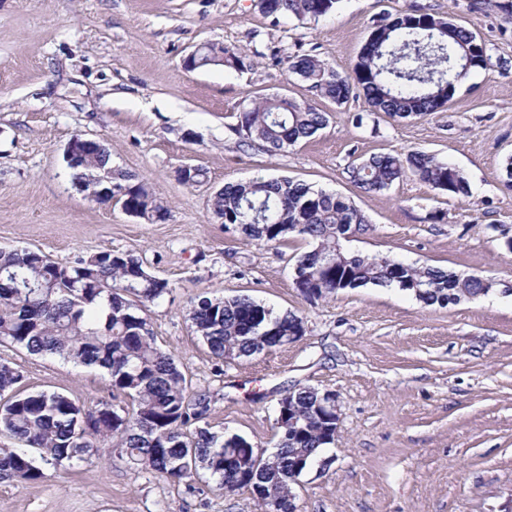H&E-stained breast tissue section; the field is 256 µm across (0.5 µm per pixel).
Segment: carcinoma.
I'll return each instance as SVG.
<instances>
[{
    "mask_svg": "<svg viewBox=\"0 0 512 512\" xmlns=\"http://www.w3.org/2000/svg\"><path fill=\"white\" fill-rule=\"evenodd\" d=\"M339 0H258L267 16L316 22ZM353 68L344 74L315 55L288 56L285 78L310 84L318 95L343 103L364 95L375 109L400 119L436 111L451 96L448 70L458 83L469 70L488 66L485 44L451 18L413 9L387 14L373 25ZM472 52L470 69L457 66L459 48ZM191 68L252 66L246 51L213 44L203 57L186 60ZM328 124L327 114L311 103L286 95L250 101L239 113L236 132L247 142L276 153L315 136ZM110 150L69 166L76 184L88 188L90 175L106 167ZM348 179L370 192L389 188L410 175L432 187L466 197L464 173L436 155L415 150L373 155L347 166ZM112 184L122 208L147 221L167 214L154 193L133 174L113 170ZM224 224L240 227L248 241L280 243L289 236L308 240L311 250L295 268L307 275L303 297L314 303L346 289L395 285L417 301L445 307L476 300L490 291L480 276H461L431 265L344 250L348 233L368 224L352 201L290 178L228 182L210 198ZM31 249H0V345L33 355H57L100 367L112 390L131 399L116 407L101 401L86 409L60 392L29 391L23 375L0 363V433L24 448H0V477L36 482L45 478L36 465L87 462L109 446L138 469L192 487L199 471L212 476L224 494L248 489L260 512H296L288 500L296 483L293 460L313 462L329 447L327 413L310 414L316 394L302 387L278 402L276 451L249 445L229 448L227 439L200 423L209 417L205 394L190 395L186 377L172 355L157 346L144 309L170 291L169 283L148 273L130 253L102 251L71 265L43 263ZM191 320L199 339L218 358L251 357L302 336L305 323L294 312L281 315L248 297L200 296ZM194 430H189V427ZM38 452L39 457L28 453Z\"/></svg>",
    "mask_w": 512,
    "mask_h": 512,
    "instance_id": "obj_1",
    "label": "carcinoma"
}]
</instances>
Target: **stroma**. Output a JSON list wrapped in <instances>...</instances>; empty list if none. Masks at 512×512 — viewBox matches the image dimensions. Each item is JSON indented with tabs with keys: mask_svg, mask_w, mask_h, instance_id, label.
Returning <instances> with one entry per match:
<instances>
[{
	"mask_svg": "<svg viewBox=\"0 0 512 512\" xmlns=\"http://www.w3.org/2000/svg\"><path fill=\"white\" fill-rule=\"evenodd\" d=\"M507 0H339L319 22L271 20L256 0H0V248L38 250L61 264L100 251L139 257L171 291L152 305L157 344L191 392L211 400L208 428L274 449L286 391L336 395L339 428L293 487L299 512H512V13ZM423 9L475 33L487 68L471 72L437 111L394 119L364 98L336 103L295 79L286 56L309 53L352 71L383 14ZM244 48L251 69L186 71L195 48ZM285 94L316 104L329 125L269 153L235 128L250 100ZM77 134L103 141L112 166L168 209L148 222L90 201L63 151ZM420 149L461 170L460 198L414 177L365 192L345 169L375 154ZM206 172L196 186L182 165ZM288 177L350 199L368 218L349 251L479 275L475 301L427 306L396 286L308 302L293 282L306 240L245 242L210 209L225 183ZM248 296L303 316L297 341L252 357L216 359L189 318L200 293ZM26 388L77 403L126 405L109 375L51 355L0 347ZM44 479H0V512H257L249 490L224 495L209 474L194 489L112 453L45 467Z\"/></svg>",
	"mask_w": 512,
	"mask_h": 512,
	"instance_id": "35a3bbf8",
	"label": "stroma"
}]
</instances>
